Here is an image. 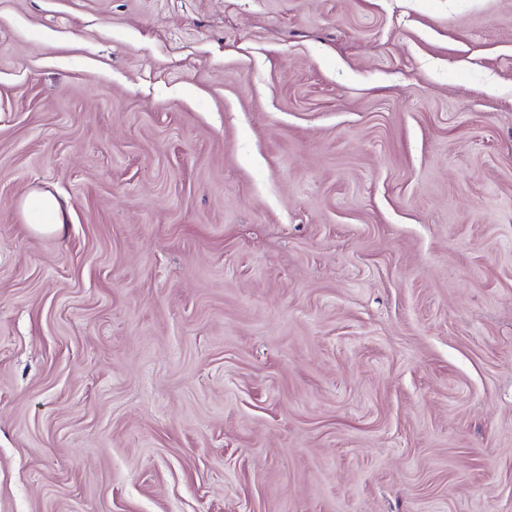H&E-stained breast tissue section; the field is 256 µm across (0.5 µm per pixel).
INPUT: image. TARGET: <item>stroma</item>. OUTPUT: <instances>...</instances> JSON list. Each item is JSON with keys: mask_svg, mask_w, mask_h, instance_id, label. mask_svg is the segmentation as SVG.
<instances>
[{"mask_svg": "<svg viewBox=\"0 0 512 512\" xmlns=\"http://www.w3.org/2000/svg\"><path fill=\"white\" fill-rule=\"evenodd\" d=\"M0 512H512V0H0ZM30 227L38 233L62 235L64 215L56 200L48 193L33 192L23 203Z\"/></svg>", "mask_w": 512, "mask_h": 512, "instance_id": "1", "label": "stroma"}]
</instances>
